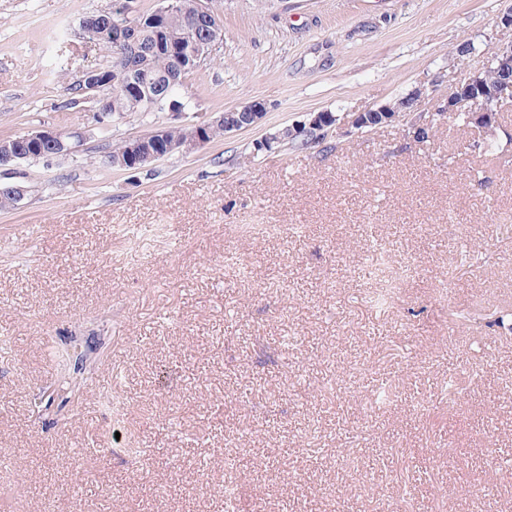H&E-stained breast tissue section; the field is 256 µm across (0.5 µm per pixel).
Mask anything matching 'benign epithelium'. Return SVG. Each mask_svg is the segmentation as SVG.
I'll return each instance as SVG.
<instances>
[{
  "label": "benign epithelium",
  "instance_id": "benign-epithelium-1",
  "mask_svg": "<svg viewBox=\"0 0 512 512\" xmlns=\"http://www.w3.org/2000/svg\"><path fill=\"white\" fill-rule=\"evenodd\" d=\"M184 8L183 0H163L150 20L158 23L161 20L179 13ZM130 0H113L112 9L105 15L113 19L112 40L115 45L124 49L128 59L135 58L139 40L140 21L130 17ZM193 32L201 37L196 48L187 49L185 43L173 38L163 44L170 53L189 60L192 66L202 62L203 58L212 56L216 47L223 41L224 32L221 18L213 7V0H193ZM490 62L497 64L503 73L499 85L489 87L483 79V72L473 74L468 81L458 86L449 96L445 105L437 108V115L448 112H460L462 107L469 108L470 121L481 125H489L500 102L512 98V42L501 45ZM81 92L85 99L96 102L95 115L100 120L112 117L109 108L112 100L98 95L103 90V81L95 68L84 71L79 79ZM412 103V100H399L395 103L381 105L367 113L392 124L400 119V114ZM145 110H166L173 119L179 121L184 128V135L178 141H170L164 131L157 130L148 136H135L127 141L124 155L112 162L123 170L135 171L148 163H153L172 152L189 153L203 147L207 143V131L214 124L224 125V133L230 134L257 126L263 119L267 107L260 100L233 109V113H223L209 122H189L185 109L175 100L166 101L164 96L150 98L144 102ZM85 133L70 131L59 127H44L31 130L23 136L28 150L17 149L12 144L0 141V171L7 173L18 165V162L30 156L48 153L49 157L65 158L77 148L84 139Z\"/></svg>",
  "mask_w": 512,
  "mask_h": 512
}]
</instances>
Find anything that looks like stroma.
<instances>
[{"label": "stroma", "mask_w": 512, "mask_h": 512, "mask_svg": "<svg viewBox=\"0 0 512 512\" xmlns=\"http://www.w3.org/2000/svg\"><path fill=\"white\" fill-rule=\"evenodd\" d=\"M109 6L0 0V139L88 134L20 163L34 191L0 211V512H224L229 490L236 512H512V333L490 316L512 310V101L486 127L435 114L512 40V0H215L187 118L266 116L149 173L92 159L169 113L103 128L69 104ZM322 111L323 141L255 154ZM377 250L414 269L382 313ZM413 98L404 100H399L395 103H389L381 105L375 109H369L367 112L371 115L375 116V119L381 118V120L384 121V125L388 126L386 124H392L396 121H398L401 117V113L406 111V107L408 105H411Z\"/></svg>", "instance_id": "1"}]
</instances>
